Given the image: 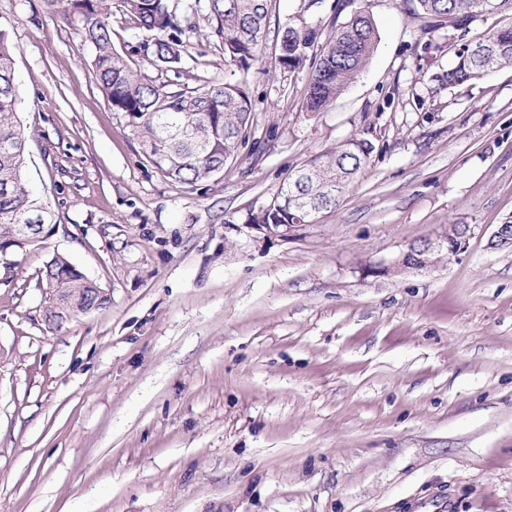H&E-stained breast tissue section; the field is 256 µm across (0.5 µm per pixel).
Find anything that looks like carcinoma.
<instances>
[{
    "label": "carcinoma",
    "instance_id": "carcinoma-1",
    "mask_svg": "<svg viewBox=\"0 0 512 512\" xmlns=\"http://www.w3.org/2000/svg\"><path fill=\"white\" fill-rule=\"evenodd\" d=\"M47 8L66 21L79 23L82 41L92 48V66L99 86L112 107L122 113L139 142L144 160L181 184L224 176V167L237 156L253 128L251 100L245 82H205L191 86L180 81L183 64L193 58L200 30L191 17H205L219 39L224 57L246 72L259 59L267 20L276 0H194L178 8L174 0H120L124 18L144 32L149 63L164 77L151 78L134 67L112 42V0H44ZM427 26L448 21L466 40L441 82L460 85L488 71L512 65V0H411ZM506 14L508 21L485 35L468 39L470 24L479 14ZM316 31L286 23L276 52L279 65L295 70L312 60L314 70L306 92V108L317 112L330 105L361 73L373 55L378 33L370 15L359 10L337 27L320 46ZM15 79V47L8 26L0 23V248H35L40 235L25 236L20 225L37 215L54 223L48 197L35 192L26 175L27 140L21 129ZM371 143L353 136L317 154L279 185L273 200L250 214V224H300L312 209L336 207L337 193L366 169ZM43 267L46 292L67 295L85 282L80 270L62 255Z\"/></svg>",
    "mask_w": 512,
    "mask_h": 512
}]
</instances>
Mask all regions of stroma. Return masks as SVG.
<instances>
[{
    "mask_svg": "<svg viewBox=\"0 0 512 512\" xmlns=\"http://www.w3.org/2000/svg\"><path fill=\"white\" fill-rule=\"evenodd\" d=\"M277 0L258 62L207 19L187 83L245 81L254 125L220 181L150 167L75 24L0 0L16 52L27 174L57 216L0 255V512H512V66L448 85L452 27L405 0ZM378 45L311 113L281 69L285 23L326 40L358 8ZM370 163L288 239L248 224L311 156L351 136ZM451 224L452 262L373 267ZM107 294L44 321L53 254Z\"/></svg>",
    "mask_w": 512,
    "mask_h": 512,
    "instance_id": "1",
    "label": "stroma"
}]
</instances>
